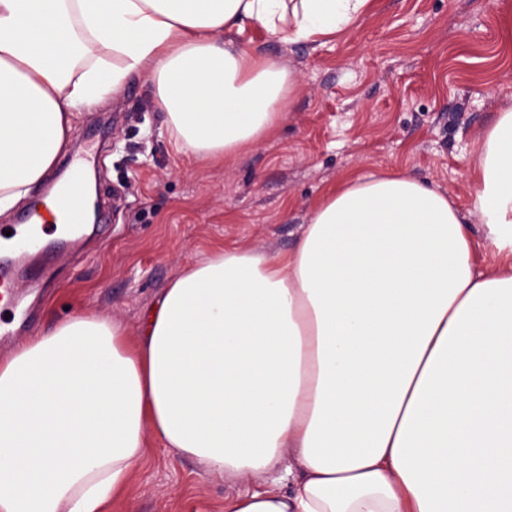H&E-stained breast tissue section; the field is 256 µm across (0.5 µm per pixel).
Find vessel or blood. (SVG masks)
<instances>
[{
  "label": "vessel or blood",
  "instance_id": "1",
  "mask_svg": "<svg viewBox=\"0 0 512 512\" xmlns=\"http://www.w3.org/2000/svg\"><path fill=\"white\" fill-rule=\"evenodd\" d=\"M85 164L71 162L66 186L55 195L54 223L75 228L84 222V209L77 200L85 179ZM66 241L50 247L42 246L37 225L20 222L6 238V249L0 253V303H12L25 285L38 287L48 280L53 263L64 256Z\"/></svg>",
  "mask_w": 512,
  "mask_h": 512
}]
</instances>
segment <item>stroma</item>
Masks as SVG:
<instances>
[{"instance_id": "35a3bbf8", "label": "stroma", "mask_w": 512, "mask_h": 512, "mask_svg": "<svg viewBox=\"0 0 512 512\" xmlns=\"http://www.w3.org/2000/svg\"><path fill=\"white\" fill-rule=\"evenodd\" d=\"M243 39L300 84L280 125L232 158L178 152L139 83L81 114L76 134L105 119L107 142L66 155L88 156L112 227L59 263L56 288L0 310L21 338L79 312L136 335L186 266L219 246L293 250L314 208L353 176L404 174L447 193L467 216L478 269L500 263L473 211L475 146L512 105V0H375L358 27L324 45L283 47L256 22ZM240 490L154 442L111 512H224Z\"/></svg>"}]
</instances>
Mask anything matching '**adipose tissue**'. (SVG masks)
Masks as SVG:
<instances>
[{"label":"adipose tissue","instance_id":"ef3b65f1","mask_svg":"<svg viewBox=\"0 0 512 512\" xmlns=\"http://www.w3.org/2000/svg\"><path fill=\"white\" fill-rule=\"evenodd\" d=\"M373 0H0V215L50 178L81 112L151 85L180 152L261 141L298 87L237 42L358 25ZM475 213L402 174L337 184L274 257L184 269L137 339L79 313L0 358V512H109L152 441L290 492L224 512H512V107L477 148Z\"/></svg>","mask_w":512,"mask_h":512}]
</instances>
